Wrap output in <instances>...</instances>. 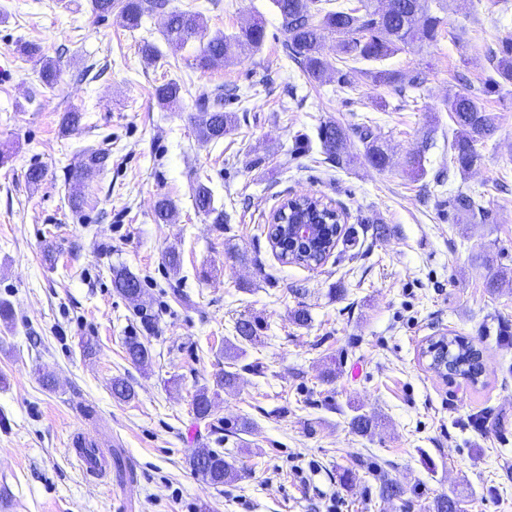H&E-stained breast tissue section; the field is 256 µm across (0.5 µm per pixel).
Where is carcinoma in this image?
I'll use <instances>...</instances> for the list:
<instances>
[{
    "instance_id": "cac0c4a2",
    "label": "carcinoma",
    "mask_w": 512,
    "mask_h": 512,
    "mask_svg": "<svg viewBox=\"0 0 512 512\" xmlns=\"http://www.w3.org/2000/svg\"><path fill=\"white\" fill-rule=\"evenodd\" d=\"M274 9L282 19L288 34L285 51L296 61L302 71L313 80H322L329 73L336 72L339 90L348 91L356 87V77L362 69L356 64L381 62L414 43H433L440 35L442 18L431 11L429 0H359L354 5L350 0H336V8L321 6L311 9L309 0H271ZM93 13L106 17L117 8L127 27L141 26L144 16L164 8L163 0H91ZM204 30V21L196 12L171 11L164 15L161 35L172 52L181 50L190 40L197 38ZM331 35L338 39L341 53L340 66L334 68L320 53L321 42ZM245 40L253 47H259L264 40V27L255 22L242 29L241 34L227 37L217 35L206 43L197 57L198 66L209 68L228 57L232 45ZM21 51L35 65L39 66V78L46 88L55 84L59 70L56 65L41 54L35 43L21 47ZM495 76L490 78L484 92L493 93L501 86L512 83V37L500 40L498 49L489 57ZM370 80L379 85L404 90L417 89L424 83L423 73L414 71L409 75L390 69L366 71ZM184 85L175 79L157 86L154 97L158 104L171 106L181 96ZM201 111L205 112L199 126V137L205 141H218L231 133L237 125L233 112L224 111L221 93L201 89L196 95ZM448 112L456 126L454 140L450 144L453 151V165L461 173L470 171L481 157L475 148L477 141L491 137L496 129V116L480 104L478 97L467 91L456 92L448 97ZM358 141L363 145L366 160L374 167L383 170L388 164L385 144L376 137L369 125L357 131ZM319 139L326 158L341 167L351 157L350 135L333 120L323 122L319 127ZM429 149V141L421 143L417 151L405 159V166L417 180L426 175L424 155ZM112 160V150L98 148L82 154L77 166L70 171L71 206L75 210L85 204L83 188L87 181L108 169ZM197 208L212 218V223H224V211L215 207L211 189L203 182L195 189ZM451 206L466 215L483 214L482 206L464 193L450 200ZM281 255L285 262L302 266L311 265L314 253L309 246L299 241L282 239ZM112 283L118 293L129 299L135 306L144 308L143 281L123 267L112 268ZM239 342H253L257 324L241 319L236 325ZM128 359L134 364H143L150 358V350L137 336H128L124 343ZM432 363H448V377H460L472 383L478 382L483 373V354L461 336L442 337L431 343ZM112 394L119 400L129 401L135 397L134 388L121 377L112 380ZM193 403L196 415L206 418L211 415L212 399L207 387L197 390ZM191 470L203 477L212 487L224 485L237 477L233 465L224 455L210 448H196L189 457ZM380 497L386 500H400L405 494L401 483L385 475L378 476ZM428 512H460V500L454 494H440L433 498Z\"/></svg>"
}]
</instances>
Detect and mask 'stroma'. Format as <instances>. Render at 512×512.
<instances>
[{
    "instance_id": "obj_1",
    "label": "stroma",
    "mask_w": 512,
    "mask_h": 512,
    "mask_svg": "<svg viewBox=\"0 0 512 512\" xmlns=\"http://www.w3.org/2000/svg\"><path fill=\"white\" fill-rule=\"evenodd\" d=\"M441 4L437 42L384 63L424 73L410 97L364 79L348 94L335 80L309 81L284 52L270 0H168L200 13L206 29L152 64L138 48L162 44L161 16L130 30L119 14L96 17L91 0H0V67L10 71L0 79V302L11 309L0 319V512H428L449 491L466 512H512V86L483 91L490 50L512 34V0ZM256 20L260 48L197 66L206 39ZM22 42L56 61L54 88L17 54ZM460 71L498 130L477 142V166L439 184ZM171 79L186 92L163 108L153 92ZM200 86L224 93L238 119L223 140L197 135ZM74 106L83 118L67 132L61 117ZM329 119L351 133L372 126L389 165L373 167L359 144L349 165L327 160L318 129ZM427 135V175L416 182L404 162ZM107 142L111 166L85 187L84 208L71 209L66 172L80 151ZM34 165L46 170L37 185L27 179ZM200 177L223 223L195 208ZM459 193L480 195L484 216L449 208ZM299 194L348 215L350 243L312 269L282 263L267 238L271 213ZM161 197L176 207L173 223L154 219ZM170 247L181 256L176 276L163 266ZM122 266L145 282L144 312L112 286ZM301 305L304 326L291 320ZM244 318L257 337L237 387L217 389ZM135 335L151 351L142 365L125 356ZM443 335L482 351L478 383L428 369L422 350ZM116 376L134 400L113 398ZM204 386L212 414L199 420L192 402ZM359 412L378 417L374 433L351 430ZM234 418L252 430L225 432ZM77 432L106 444L121 469L102 481L85 475L70 451ZM203 447L234 464V481L213 488L191 473L187 456ZM362 460L398 480L404 501L381 499ZM347 470L358 474L350 486L339 481Z\"/></svg>"
}]
</instances>
